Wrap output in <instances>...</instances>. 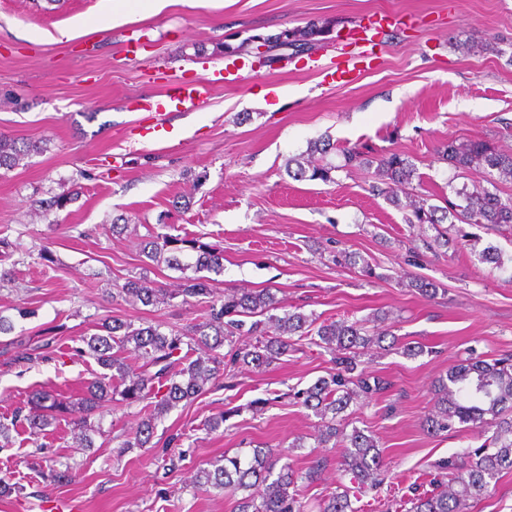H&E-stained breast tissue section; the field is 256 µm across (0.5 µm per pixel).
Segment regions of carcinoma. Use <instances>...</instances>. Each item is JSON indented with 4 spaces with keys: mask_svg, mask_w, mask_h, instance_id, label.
Instances as JSON below:
<instances>
[{
    "mask_svg": "<svg viewBox=\"0 0 512 512\" xmlns=\"http://www.w3.org/2000/svg\"><path fill=\"white\" fill-rule=\"evenodd\" d=\"M36 151L38 146L34 144L0 136V169L10 170L21 157ZM325 152L326 147L313 144L306 162L292 158L288 164H296L295 176L299 178L330 182L336 167L311 160L314 154ZM445 154L456 168H483L491 177L512 178V155L499 153L481 140L450 142ZM377 173L386 185L387 199L411 211L408 223L426 224L437 230L434 242L439 246L448 244V231L438 230L441 224H512V200L505 201L486 187L457 188L456 200L446 199L442 206L409 192L414 168L398 153L380 159ZM400 190L404 191L402 198L398 196ZM75 196V192L67 189L48 199H36L31 206L46 212L58 210L75 200ZM143 253L153 262L193 270L195 276L187 278L179 291L185 303L190 298L210 294L209 278L201 272L220 274L224 270L223 251L197 238L151 234L144 241ZM162 294V289L149 286L143 277L129 278L117 288V296L144 306L154 304ZM276 309L278 301L267 289H234L224 292V300L218 306L212 305L204 321L166 332L161 323L135 328L130 322L106 320L101 323L103 333L82 339L86 348L80 352L92 356L104 369L87 386L86 396L75 403L48 391L38 392L31 398L23 419L35 434L68 419L80 431L79 440L85 441L99 430V425L92 421L99 406L115 400L127 406L143 404L145 416L135 436L121 442L120 447L145 448L153 437L156 420L180 402L198 396L207 383L224 375V355L218 353L219 348L229 346L227 356L232 363L260 368L296 350L293 337L298 336L311 345L325 346L336 366V372L329 377H322L295 394L305 408L322 420L314 438L316 447L342 439V473L350 475L359 487L381 485L383 460L377 441L357 428L346 433V424L339 415L359 396L368 397L386 388L381 379L366 374L361 357L365 349L382 343L389 331L376 333L362 320L342 319L318 325L301 313L275 315ZM251 317L254 321L246 323ZM243 333L255 337L252 348L235 347L234 337ZM128 351L146 359L143 370H131L125 356ZM196 351L199 356L194 358L192 354ZM425 422L428 430L434 432L448 431L457 422L475 428H494L489 442L466 452L465 461L450 459L444 464L448 469L444 490L412 500L410 508V512H462L468 499L485 495L500 473L512 470V357L491 361L470 357L453 367L434 385V409ZM294 448V444L278 452L255 448L212 470H201L197 482L250 491L238 500L237 512H306L298 498L297 483L316 479L321 464L317 461L304 472L296 470L290 462ZM320 512H355L350 488L329 496Z\"/></svg>",
    "mask_w": 512,
    "mask_h": 512,
    "instance_id": "obj_1",
    "label": "carcinoma"
}]
</instances>
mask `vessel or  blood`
I'll return each mask as SVG.
<instances>
[{
	"instance_id": "vessel-or-blood-1",
	"label": "vessel or blood",
	"mask_w": 512,
	"mask_h": 512,
	"mask_svg": "<svg viewBox=\"0 0 512 512\" xmlns=\"http://www.w3.org/2000/svg\"><path fill=\"white\" fill-rule=\"evenodd\" d=\"M243 74L226 68L214 70L212 75L199 81L170 84L159 99L146 101L147 110L152 111L154 122L147 129L149 140L163 143L170 139L171 130L167 124L169 114L194 112L201 108L209 87L216 85L234 86L241 84Z\"/></svg>"
}]
</instances>
